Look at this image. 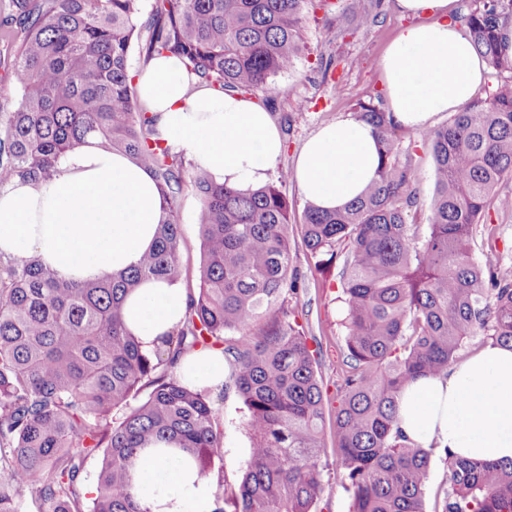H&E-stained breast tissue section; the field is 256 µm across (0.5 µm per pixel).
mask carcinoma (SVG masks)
I'll list each match as a JSON object with an SVG mask.
<instances>
[{
    "label": "carcinoma",
    "mask_w": 512,
    "mask_h": 512,
    "mask_svg": "<svg viewBox=\"0 0 512 512\" xmlns=\"http://www.w3.org/2000/svg\"><path fill=\"white\" fill-rule=\"evenodd\" d=\"M359 25L373 0H343ZM459 17L488 65L505 75L492 98L415 133L429 145L435 182L425 224L411 166L400 161L392 113L371 102L355 116L380 144L377 180L346 207L306 205L303 240L312 256L349 247L342 272L345 369L336 383V463L350 512H425L430 452L398 425L397 399L420 376H437L480 336L512 347V267L499 263L497 227L475 232L495 191L512 176V58L498 50L512 0H474ZM305 0H4L0 40L13 53L19 107L0 115V186L51 177L59 156L94 139L150 170L166 202L154 246L138 267L84 283L59 279L30 257L0 260V512H147L131 495V462L155 439L179 442L199 475L217 484L216 512H316L324 394L303 326L279 300L288 276L290 206L277 187L243 193L185 165L158 137L132 84L136 31L144 62L176 56L221 92L265 93L301 50ZM201 199L199 288L180 324L144 352L126 328L127 295L147 277L178 282L179 196ZM238 332L234 343L224 335ZM222 347L229 382L247 409L251 447L241 483L227 486L219 416L207 393L178 374L188 354ZM103 449L93 495L85 459ZM450 487L436 512H512V460L448 456Z\"/></svg>",
    "instance_id": "obj_1"
}]
</instances>
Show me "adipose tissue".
<instances>
[{"label": "adipose tissue", "mask_w": 512, "mask_h": 512, "mask_svg": "<svg viewBox=\"0 0 512 512\" xmlns=\"http://www.w3.org/2000/svg\"><path fill=\"white\" fill-rule=\"evenodd\" d=\"M411 18L381 58L395 121L413 130L469 103L487 63L455 20L458 0H397ZM140 102L158 120L160 136L217 184L242 192L265 185L283 153L279 128L255 101L219 92L188 77L174 56L151 60L137 79ZM372 127L354 119L321 126L302 145L294 180L305 201L324 210L360 197L378 168ZM165 204L152 174L125 154L95 143L67 151L56 175L33 185L0 188V258L37 256L59 277L83 282L134 268L153 244ZM186 290L148 279L128 295L127 329L144 351L184 314ZM183 383L222 387L221 352L187 355ZM400 428L424 448H445L475 460L512 459V348L488 342L440 376L406 385L397 402ZM163 455L146 451L133 463L132 495L145 512H215L216 485L172 442Z\"/></svg>", "instance_id": "obj_1"}]
</instances>
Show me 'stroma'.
Instances as JSON below:
<instances>
[{
  "label": "stroma",
  "mask_w": 512,
  "mask_h": 512,
  "mask_svg": "<svg viewBox=\"0 0 512 512\" xmlns=\"http://www.w3.org/2000/svg\"><path fill=\"white\" fill-rule=\"evenodd\" d=\"M342 0H332L324 9L304 8L301 33L304 50L288 73L279 75V86L291 88L293 98L271 95L266 105L277 126H288L283 137L284 151L279 169H293L304 141L320 126L354 114L359 103L373 101L387 106V91L380 59L408 25L396 0H381L374 24L360 26L343 15ZM331 60L329 71H322L321 60ZM402 159L408 160L414 184L419 190V203L410 220L425 223L431 200L435 172L430 148L412 135H405ZM291 204L288 235L291 266L304 280L298 294L288 297L286 305L297 322L303 325L312 341L310 347L317 361L316 370L325 395V426L321 455L324 488L317 512H349L350 497L336 467V381L342 373L346 329L340 272L346 252L337 249L332 261L316 262L306 249L301 219L305 202L295 182L282 186ZM200 199L192 188H185L179 204L182 225V262L186 269L182 284L187 292L199 288L201 249L197 214ZM212 403L223 423L224 474L229 485H238L247 458L250 438L245 427L247 410L234 389L212 393Z\"/></svg>",
  "instance_id": "1"
}]
</instances>
